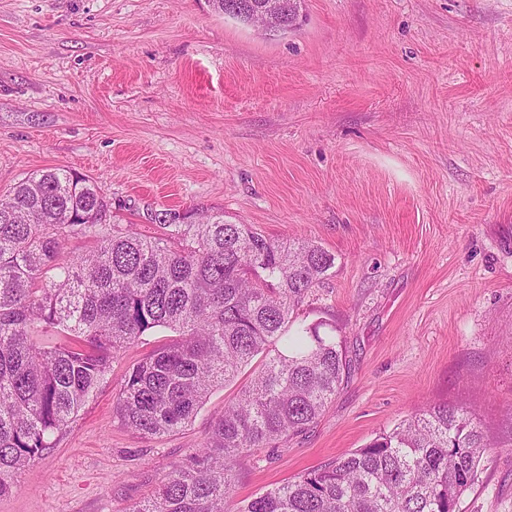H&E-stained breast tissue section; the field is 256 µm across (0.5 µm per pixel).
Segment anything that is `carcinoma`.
I'll list each match as a JSON object with an SVG mask.
<instances>
[{"label":"carcinoma","mask_w":512,"mask_h":512,"mask_svg":"<svg viewBox=\"0 0 512 512\" xmlns=\"http://www.w3.org/2000/svg\"><path fill=\"white\" fill-rule=\"evenodd\" d=\"M107 208L98 182L57 168L0 199V496L55 446L114 357L159 328L176 339L128 369L114 402L141 435L186 427L215 386L262 363L201 447L130 512H231L239 455L307 431L346 375L324 323L296 324L335 256L199 208L185 221L169 213L146 238L105 223ZM66 233L97 246L64 259ZM487 449L470 410L434 403L239 512H458Z\"/></svg>","instance_id":"obj_1"}]
</instances>
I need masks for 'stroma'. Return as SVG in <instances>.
Instances as JSON below:
<instances>
[{
    "mask_svg": "<svg viewBox=\"0 0 512 512\" xmlns=\"http://www.w3.org/2000/svg\"><path fill=\"white\" fill-rule=\"evenodd\" d=\"M281 37L208 0H0V196L46 168L101 184L107 221L220 210L335 257L300 319L334 324L349 373L324 417L244 452L241 505L363 447L433 402L490 448L459 512H512V0H304ZM112 362L0 512H130L250 381L192 424L125 427Z\"/></svg>",
    "mask_w": 512,
    "mask_h": 512,
    "instance_id": "obj_1",
    "label": "stroma"
}]
</instances>
